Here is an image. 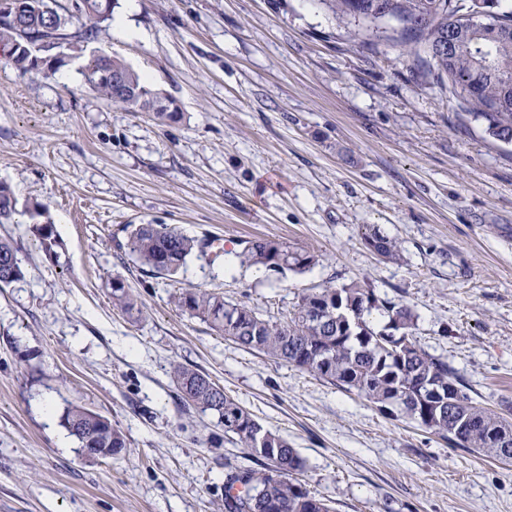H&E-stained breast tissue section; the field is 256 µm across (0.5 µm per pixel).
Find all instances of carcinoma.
Listing matches in <instances>:
<instances>
[{
  "label": "carcinoma",
  "instance_id": "carcinoma-1",
  "mask_svg": "<svg viewBox=\"0 0 512 512\" xmlns=\"http://www.w3.org/2000/svg\"><path fill=\"white\" fill-rule=\"evenodd\" d=\"M98 0H81L80 26L69 22L47 0H16L25 27L0 18V44L8 60L25 74L49 69L62 59H41L29 42L45 35L46 20L54 21L58 37L69 43L90 42L99 25L112 16ZM470 0H332L341 18H353L366 29H385L390 41L406 43L414 55L430 64L438 81L472 119L486 125L493 138L512 142V6L496 0L504 28L496 33L465 19ZM453 39L455 48L441 46ZM89 91L131 112H152L161 122L179 116L175 102L146 84L124 60L90 54L81 70ZM15 199L10 186L0 182V223L11 219ZM368 248L387 261L401 258L400 243L372 228L364 235ZM198 247L197 241L163 224H137L127 248L152 275L173 276ZM242 263L268 271L305 273L319 265L316 251L273 239L247 242L235 254ZM0 259L12 260L13 278L21 275L17 247L0 239ZM113 306L137 317L131 293L121 281L112 285ZM177 308L198 317L224 338L245 350L263 354L307 371L346 391L355 392L379 410L400 415L434 433L448 445L465 448L495 460L512 462V440L504 448L490 444L491 433L512 436V418L476 404L465 391L448 359L422 349L414 340L417 316L404 303L379 299L365 284L352 281L327 284L303 293L286 322L263 318L244 302H229L217 294L185 289L175 296ZM378 310L388 322L372 324ZM183 405L209 411L224 426V436L251 450L256 466L230 467L224 473V512H332L326 500L316 497L290 476L304 468V460L288 440L262 425L207 375L185 367L174 370ZM69 434L83 442L82 433L99 434V447L118 456L127 448L121 430L102 422L101 415L75 406L63 417Z\"/></svg>",
  "mask_w": 512,
  "mask_h": 512
}]
</instances>
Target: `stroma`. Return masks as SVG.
Instances as JSON below:
<instances>
[{"label": "stroma", "instance_id": "stroma-1", "mask_svg": "<svg viewBox=\"0 0 512 512\" xmlns=\"http://www.w3.org/2000/svg\"><path fill=\"white\" fill-rule=\"evenodd\" d=\"M114 14L149 41L108 20L46 74L0 50V182L16 199L0 237L22 271L0 288V512H224L226 467L252 457L182 405L178 365L285 437L305 461L294 480L335 512H512V465L248 352L174 303L203 289L282 322L305 289L358 280L410 306L419 345L508 413L512 143L459 112L402 45L358 40L329 0H117ZM95 50L151 72L179 120L93 97L80 69ZM135 224L322 260L276 273L206 247L154 277L125 248ZM369 225L399 240L401 261L367 248ZM118 279L140 320L113 306ZM74 406L120 429L125 455L86 460L63 422Z\"/></svg>", "mask_w": 512, "mask_h": 512}]
</instances>
